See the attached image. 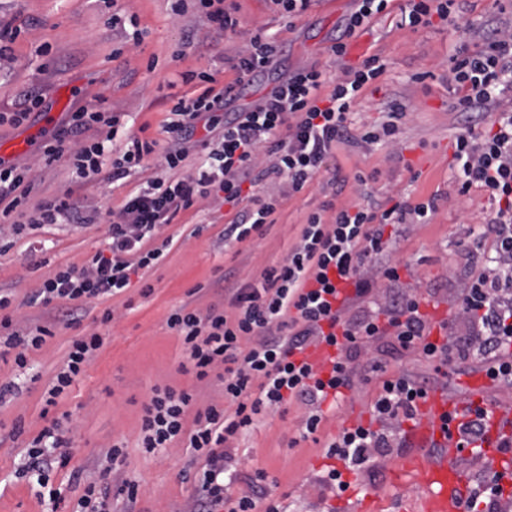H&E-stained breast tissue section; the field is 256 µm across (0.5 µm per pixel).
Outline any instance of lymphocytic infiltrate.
Instances as JSON below:
<instances>
[{"label":"lymphocytic infiltrate","mask_w":512,"mask_h":512,"mask_svg":"<svg viewBox=\"0 0 512 512\" xmlns=\"http://www.w3.org/2000/svg\"><path fill=\"white\" fill-rule=\"evenodd\" d=\"M278 55L275 38L259 32L232 58L234 82L218 89L210 71L183 73V82L195 81L199 87L171 107L163 146L129 135L120 157L109 158L105 146L120 136L122 113L103 107L72 112L66 128L45 141L41 152L48 164L69 155L74 183L85 184L104 173L116 182L148 165L157 167L155 175L118 206L81 207L68 191L29 204V168L0 161V219H9L14 235L47 224H104L109 237L106 248L81 266L58 269L31 296V303L55 307L52 323L14 328L5 313L9 301L0 298V330L6 333L0 344L13 352L18 368L27 366L29 351L40 349L57 326L78 324L77 304L120 294L129 288L132 275L156 266L171 244L163 228L199 200L219 196L235 207L224 227V243L231 247L251 240L271 223L282 196L300 192L319 175L337 142H394L401 113H390L378 128L355 129L349 122L364 88L385 70L376 56L333 77L313 66L298 69L251 109L223 119L224 106L237 99L251 77L273 69ZM448 83L459 91L457 105L464 112H489L500 95L511 93L512 26L495 29L481 51L458 49L450 58ZM489 114L488 129H461L454 160L460 195L478 186L498 202L483 231L493 241L496 266L472 275L457 313L439 325L442 341L431 339L420 298L406 291L383 309L349 315L352 307L372 297L378 280L399 277L398 261L387 256V227L405 223L411 215L427 219L436 211L432 202L413 206L399 199L378 212L355 201L329 221L311 214L297 243L277 265L257 278L225 280V309L200 312L181 306L171 311L166 324L179 338L196 378L223 370L224 401L195 412L191 393L154 387L143 406L140 441L145 453L152 454L180 440L203 458L197 512H281L279 503L267 495L233 492L244 461L237 447L241 435L257 417L279 413L292 402L306 409L301 438L314 435L325 417L324 404L336 403L353 387L357 370L379 371L376 358L360 356L359 349L380 337H390L402 350L419 351L440 367L459 353L486 362L490 379L512 377V108ZM201 121L211 128L223 126L221 140H197ZM199 145L208 150L206 163L186 168L190 152ZM269 178L280 180L281 194L263 191L261 184ZM104 342L99 331L73 341L46 392V405H56ZM321 344L336 350L323 376L313 373L302 358L309 346ZM426 395V388L410 377L385 379L372 404L370 424L341 427L328 442L326 456L333 464L321 475L322 485L345 492L351 486L348 474L370 467L382 449L404 447L403 425L416 420ZM465 416L458 426V448L478 450L491 440L499 449L512 448V436L491 437L489 411L472 403ZM69 423L66 413L50 419L26 445L25 470L36 475L54 504L60 492L51 488V474L69 462L63 453L70 442ZM49 446L59 449L57 459L46 456ZM71 477L84 485L81 512H109L114 497L136 503L141 489L138 482L123 477L109 487L84 480L78 471ZM505 479L504 473L495 472L470 484L465 512H493L507 494Z\"/></svg>","instance_id":"f902f5d3"}]
</instances>
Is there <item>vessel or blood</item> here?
I'll return each instance as SVG.
<instances>
[{
  "mask_svg": "<svg viewBox=\"0 0 512 512\" xmlns=\"http://www.w3.org/2000/svg\"><path fill=\"white\" fill-rule=\"evenodd\" d=\"M465 407V401L453 394L427 396L420 405L415 427L418 441L440 437L441 415L447 412L460 413ZM457 440L458 437L454 434L446 440L448 455L442 462L434 463L416 454L401 461L402 469L418 471L422 484L430 490L425 502V512H465L462 487L464 475L455 465Z\"/></svg>",
  "mask_w": 512,
  "mask_h": 512,
  "instance_id": "1",
  "label": "vessel or blood"
}]
</instances>
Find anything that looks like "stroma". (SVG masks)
I'll return each instance as SVG.
<instances>
[{
	"label": "stroma",
	"instance_id": "obj_1",
	"mask_svg": "<svg viewBox=\"0 0 512 512\" xmlns=\"http://www.w3.org/2000/svg\"><path fill=\"white\" fill-rule=\"evenodd\" d=\"M232 2L240 26L216 42L194 8L174 15L172 0H118L113 9L106 0H0V22L20 31L10 52L0 58V113L18 110L29 93L41 94L46 109L45 115L31 116L24 125H0V160L31 168L34 204L69 190L83 202L118 206L146 181L147 172L120 183L102 176L76 187L67 158L44 164L41 144L66 125L70 112L98 103L129 113L131 131L141 132L143 138L165 142L163 124L173 98L195 89L182 83L181 73L207 68L218 84L231 82L235 73L229 56L260 28L276 38L284 74L314 66L332 76L379 57L385 71L358 100L352 124L377 126L391 111L403 114L393 144H337L327 172L283 198L273 223L257 241L225 247L224 226L232 218L228 207L210 199L195 204L164 227L172 244L164 262L144 276L152 288L149 296L133 287L82 305L79 326L58 328L40 349L29 352L26 369L0 360V382L12 381L18 387L15 398L0 405V512H78L83 489L72 483L71 472L111 482L101 460L117 442L126 452L121 469L140 481L142 494L131 507L114 500L112 512H193L203 462L178 443L159 453H144L141 404L153 386L169 385L192 393L202 408L223 401L224 384L215 374L199 381L181 371L184 351L166 318L184 304L200 310L223 306L218 283L227 277L259 275L279 261L298 241L310 213L323 211L329 220L360 197L377 210L389 207L390 197L398 194L413 205L435 199L437 210L428 223L410 220L398 226L391 249L401 262L400 279L379 280L376 296L382 307L401 290L422 294L426 302L421 310L432 326L440 310L457 312L469 276L486 267L493 254L490 241L473 243L493 202L477 187L459 195L452 169L455 138L472 116L455 107L458 94L448 87V67L455 49L480 51L497 25L512 22V0H456L454 22L436 19L414 29L401 23L406 0H391L384 13L350 36L345 27L356 8L354 0H313L296 18L273 12L267 0ZM116 9L136 16L147 29L139 47L123 46L120 29L110 23ZM338 38L348 50L336 59L328 48ZM42 43L49 44L50 52L35 58L34 48ZM116 47L122 50L117 57L112 54ZM107 230L104 224H48L0 248V294L9 297V311L21 325L52 320L54 309L31 303L32 293L58 268L81 265L88 254L102 248ZM108 309L117 319L103 348L50 410L57 417L70 413L73 419L69 464L51 474L62 496L55 508L37 497L33 477L22 473L25 442L46 424L44 396L73 340L96 328ZM370 350L381 371L364 374L345 391L315 438H300L304 409L294 402L279 414L261 418L241 437L246 460L236 490H247L249 475L259 469L267 475L263 489L284 512H422L425 492L415 473L394 471L405 449L376 455L369 469L354 475L353 488L337 497L318 484L329 463L327 442L342 426L369 421L383 380L399 374L413 377L432 394L465 395L478 382L487 402L512 404V379L491 380L479 360L456 359L439 369L420 352L393 350L386 338ZM18 418L26 433L14 441L7 433Z\"/></svg>",
	"mask_w": 512,
	"mask_h": 512
}]
</instances>
